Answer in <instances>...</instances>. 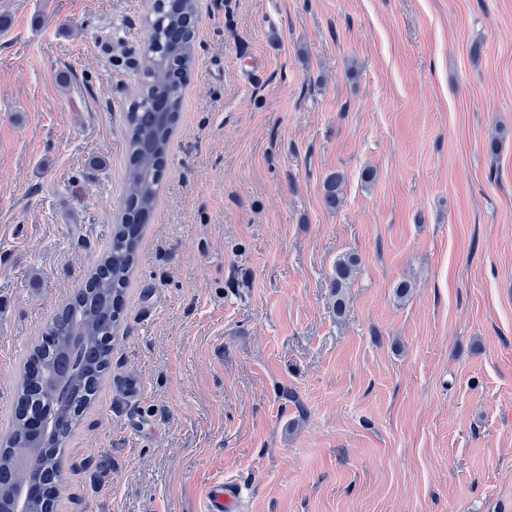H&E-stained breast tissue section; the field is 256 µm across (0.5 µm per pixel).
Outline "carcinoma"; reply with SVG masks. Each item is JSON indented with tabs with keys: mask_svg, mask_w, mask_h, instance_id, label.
Returning <instances> with one entry per match:
<instances>
[{
	"mask_svg": "<svg viewBox=\"0 0 512 512\" xmlns=\"http://www.w3.org/2000/svg\"><path fill=\"white\" fill-rule=\"evenodd\" d=\"M196 13V0H164L148 20L157 50L143 58L147 81L127 115L129 166L125 176V213L114 226L103 254L84 286L46 326L41 342L23 365L13 408L12 427L0 445V472L8 471L13 449L28 441L27 419L44 400V392L59 355L69 353L72 365L50 401L57 426L45 453L31 472V479L48 493L59 495L62 482L60 450L84 409L95 399L99 384L112 361L124 295L133 276L141 235L157 202L162 173L167 164L170 139L183 107L182 86L195 60L192 37H174L186 30ZM179 61L180 80L173 83L172 62ZM344 175L336 172L324 184L323 201L334 209L341 203ZM356 259L337 261L333 287L338 300L352 277Z\"/></svg>",
	"mask_w": 512,
	"mask_h": 512,
	"instance_id": "obj_1",
	"label": "carcinoma"
}]
</instances>
